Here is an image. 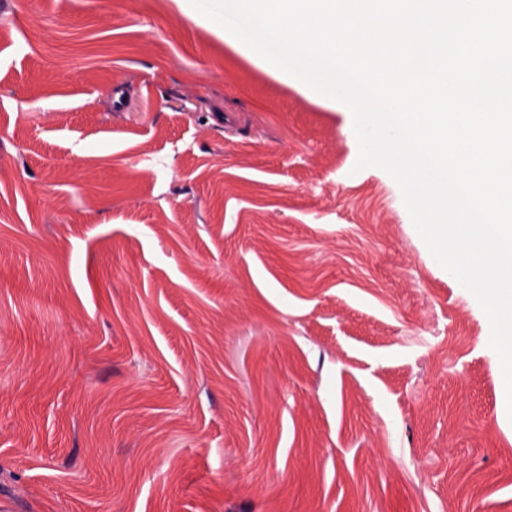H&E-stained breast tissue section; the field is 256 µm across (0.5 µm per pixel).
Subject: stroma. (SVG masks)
Returning <instances> with one entry per match:
<instances>
[{
    "instance_id": "obj_1",
    "label": "stroma",
    "mask_w": 512,
    "mask_h": 512,
    "mask_svg": "<svg viewBox=\"0 0 512 512\" xmlns=\"http://www.w3.org/2000/svg\"><path fill=\"white\" fill-rule=\"evenodd\" d=\"M357 155L177 0H0V504L512 512L489 321Z\"/></svg>"
}]
</instances>
